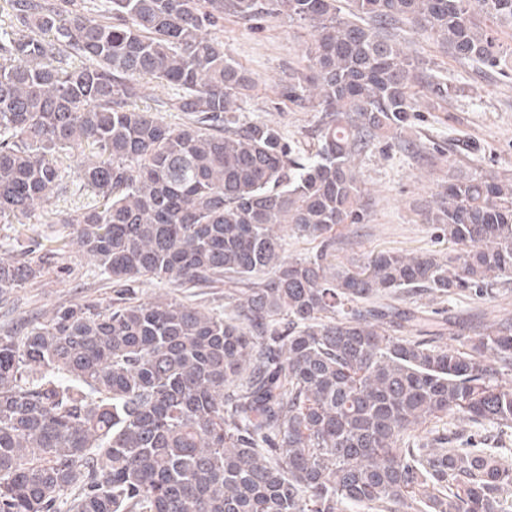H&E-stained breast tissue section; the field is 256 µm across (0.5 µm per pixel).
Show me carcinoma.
Listing matches in <instances>:
<instances>
[{
  "instance_id": "obj_1",
  "label": "carcinoma",
  "mask_w": 512,
  "mask_h": 512,
  "mask_svg": "<svg viewBox=\"0 0 512 512\" xmlns=\"http://www.w3.org/2000/svg\"><path fill=\"white\" fill-rule=\"evenodd\" d=\"M0 15V223L22 224L62 187L73 150L94 196L58 215L116 283L112 305L61 307L0 335V512H499L512 468L487 448L436 451L419 426L461 414L512 428V321L483 332L375 304L382 293L484 296L512 282V178L448 176L425 221L458 247L380 253L327 275L334 226L359 224L357 157L455 88L418 69L401 22L512 77V0H8ZM313 29L288 97L325 113L300 153L240 123L253 88L224 14ZM170 84L173 127L129 101ZM275 224L321 239L289 260ZM50 257L0 261V294ZM227 280H222V277ZM142 277L224 281L235 314L144 303Z\"/></svg>"
}]
</instances>
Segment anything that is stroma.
Instances as JSON below:
<instances>
[{
    "mask_svg": "<svg viewBox=\"0 0 512 512\" xmlns=\"http://www.w3.org/2000/svg\"><path fill=\"white\" fill-rule=\"evenodd\" d=\"M212 34L223 41L227 55L254 82L241 103L240 121L265 122L287 139L315 142L320 113L288 101L285 95L288 84L298 82L305 72L304 53L312 39L310 26L283 16H228ZM397 39L402 51L420 67L448 79L456 94L444 112L429 110L425 101H418L415 117L401 142L377 143L358 159L365 189L364 219L359 224L337 226L336 249L330 259L336 271L355 268L378 253H447V239L425 222L423 211L449 173L512 174V78L456 59L410 25L398 29ZM141 85L142 95L135 100V108L156 113L172 125L190 122V114L165 107L166 100L176 93L174 87L148 79ZM460 140L472 143V154L464 157L454 151V144ZM89 193L77 174H70L66 190L56 192L30 221L0 224V260L24 258L35 241L53 252L47 273L0 297L1 330L48 322L64 305L91 301L105 308L111 304L113 285L109 275L56 222L57 213L75 208ZM135 288L144 302L176 300L221 316L233 312L220 282L210 288H189L144 277ZM399 304L436 312L443 318L451 313L475 314L483 326L490 327L512 318V284L484 297L467 292L450 299L423 292L406 293ZM438 433L447 435L454 448L497 449L499 459L512 465V429L452 415L419 426L416 436L425 443Z\"/></svg>",
    "mask_w": 512,
    "mask_h": 512,
    "instance_id": "stroma-1",
    "label": "stroma"
}]
</instances>
